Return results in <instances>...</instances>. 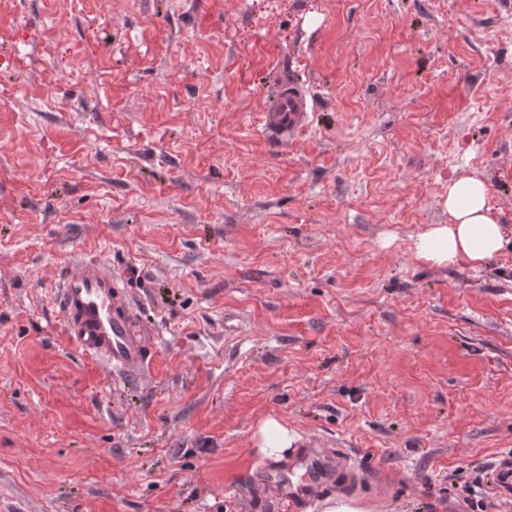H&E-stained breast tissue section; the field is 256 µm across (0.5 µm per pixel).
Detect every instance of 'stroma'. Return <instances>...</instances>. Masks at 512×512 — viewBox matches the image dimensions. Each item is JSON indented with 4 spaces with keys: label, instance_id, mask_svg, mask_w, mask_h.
Segmentation results:
<instances>
[{
    "label": "stroma",
    "instance_id": "1",
    "mask_svg": "<svg viewBox=\"0 0 512 512\" xmlns=\"http://www.w3.org/2000/svg\"><path fill=\"white\" fill-rule=\"evenodd\" d=\"M0 48V512H285L269 416L363 473L315 512H512V0H0ZM467 177L504 250L419 261ZM88 258L155 332L131 380L67 334ZM314 104L308 90L293 82L280 83L271 106L263 115V132L271 137L288 139L307 125ZM256 435L261 443L260 448H265L269 456H278L284 449L289 448L293 441L288 426L276 417L262 420ZM491 483L495 486L498 494L512 493V456L510 453L501 455L493 461L489 468Z\"/></svg>",
    "mask_w": 512,
    "mask_h": 512
}]
</instances>
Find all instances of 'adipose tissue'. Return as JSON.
I'll return each mask as SVG.
<instances>
[{
  "label": "adipose tissue",
  "instance_id": "obj_1",
  "mask_svg": "<svg viewBox=\"0 0 512 512\" xmlns=\"http://www.w3.org/2000/svg\"><path fill=\"white\" fill-rule=\"evenodd\" d=\"M445 206L449 223L429 225L414 240L418 260L478 268L504 249L505 233L490 213L488 188L481 179L468 177L449 184Z\"/></svg>",
  "mask_w": 512,
  "mask_h": 512
}]
</instances>
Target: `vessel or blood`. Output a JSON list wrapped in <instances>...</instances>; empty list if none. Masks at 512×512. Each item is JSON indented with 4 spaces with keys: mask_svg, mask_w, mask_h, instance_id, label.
Returning <instances> with one entry per match:
<instances>
[{
    "mask_svg": "<svg viewBox=\"0 0 512 512\" xmlns=\"http://www.w3.org/2000/svg\"><path fill=\"white\" fill-rule=\"evenodd\" d=\"M314 104L308 90L293 82L280 83L262 118L264 133L288 138L307 125ZM60 309L71 341L83 355L105 361L120 373L147 363L149 332L140 323L122 281L100 261L80 262L60 291ZM351 473L320 440L308 439L287 462L259 472L258 478L276 489L290 512H307ZM489 475L498 493L511 494L512 456L504 454L493 461Z\"/></svg>",
    "mask_w": 512,
    "mask_h": 512,
    "instance_id": "b4317fda",
    "label": "vessel or blood"
}]
</instances>
